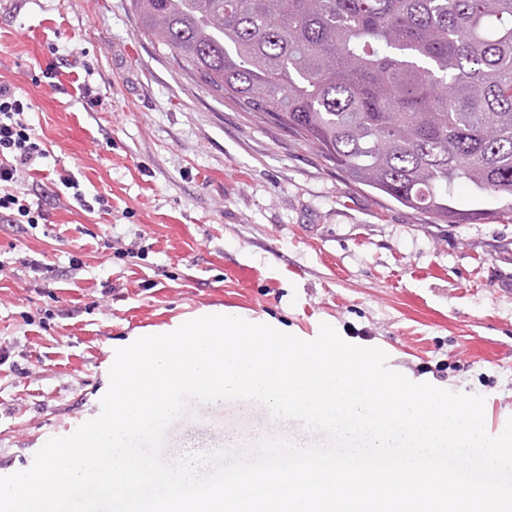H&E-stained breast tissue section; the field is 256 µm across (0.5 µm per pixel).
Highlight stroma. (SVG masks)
I'll use <instances>...</instances> for the list:
<instances>
[{"label": "stroma", "mask_w": 512, "mask_h": 512, "mask_svg": "<svg viewBox=\"0 0 512 512\" xmlns=\"http://www.w3.org/2000/svg\"><path fill=\"white\" fill-rule=\"evenodd\" d=\"M0 81L50 151L28 197L46 221L0 219V476L99 414L117 349L202 312L305 341L329 324L391 370L483 396L487 431L512 418V221L432 224L351 184L188 80L129 0H0ZM66 176L111 213L81 210ZM191 408L165 459L315 438L254 401Z\"/></svg>", "instance_id": "35a3bbf8"}]
</instances>
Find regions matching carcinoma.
Listing matches in <instances>:
<instances>
[{"instance_id": "carcinoma-1", "label": "carcinoma", "mask_w": 512, "mask_h": 512, "mask_svg": "<svg viewBox=\"0 0 512 512\" xmlns=\"http://www.w3.org/2000/svg\"><path fill=\"white\" fill-rule=\"evenodd\" d=\"M129 5L199 85L350 183L434 224L512 220V0Z\"/></svg>"}]
</instances>
